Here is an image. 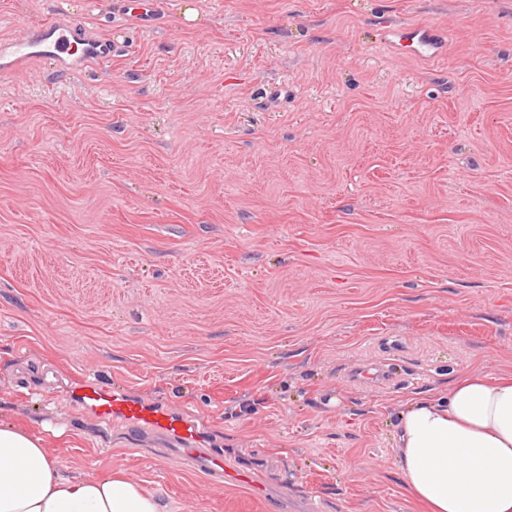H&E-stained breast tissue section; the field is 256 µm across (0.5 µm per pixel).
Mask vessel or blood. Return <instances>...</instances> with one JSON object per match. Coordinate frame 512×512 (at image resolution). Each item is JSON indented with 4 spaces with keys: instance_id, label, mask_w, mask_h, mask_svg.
<instances>
[{
    "instance_id": "obj_1",
    "label": "vessel or blood",
    "mask_w": 512,
    "mask_h": 512,
    "mask_svg": "<svg viewBox=\"0 0 512 512\" xmlns=\"http://www.w3.org/2000/svg\"><path fill=\"white\" fill-rule=\"evenodd\" d=\"M386 45L407 48L415 58L435 61L445 53L447 40L433 28L417 26L391 33ZM116 51L111 41L85 37L78 25L51 20L26 40H1L0 71L9 73L31 61L45 59L63 66L81 67L111 57ZM74 396L99 420H119L134 429L163 436L180 452L201 454V466L207 473L224 474L223 449L207 447L203 432L187 414L139 401L120 389L105 390L94 383L77 387Z\"/></svg>"
}]
</instances>
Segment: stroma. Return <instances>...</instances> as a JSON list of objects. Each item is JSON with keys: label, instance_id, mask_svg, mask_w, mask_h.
I'll return each mask as SVG.
<instances>
[{"label": "stroma", "instance_id": "1", "mask_svg": "<svg viewBox=\"0 0 512 512\" xmlns=\"http://www.w3.org/2000/svg\"><path fill=\"white\" fill-rule=\"evenodd\" d=\"M117 56L0 74V422L170 512H422L398 414L512 372V0H0ZM446 33L432 63L379 46ZM393 364L373 386L350 375ZM92 381L192 416L228 479L104 423Z\"/></svg>", "mask_w": 512, "mask_h": 512}]
</instances>
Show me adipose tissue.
<instances>
[{"label":"adipose tissue","instance_id":"adipose-tissue-1","mask_svg":"<svg viewBox=\"0 0 512 512\" xmlns=\"http://www.w3.org/2000/svg\"><path fill=\"white\" fill-rule=\"evenodd\" d=\"M395 463L428 512H512V374L473 373L399 414ZM0 512H165L122 469L62 477L43 438L0 423Z\"/></svg>","mask_w":512,"mask_h":512}]
</instances>
